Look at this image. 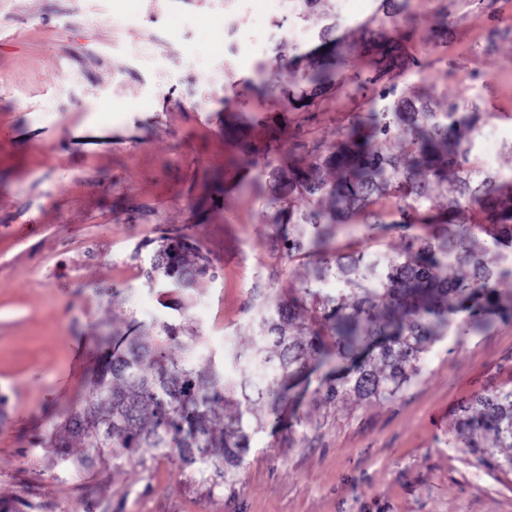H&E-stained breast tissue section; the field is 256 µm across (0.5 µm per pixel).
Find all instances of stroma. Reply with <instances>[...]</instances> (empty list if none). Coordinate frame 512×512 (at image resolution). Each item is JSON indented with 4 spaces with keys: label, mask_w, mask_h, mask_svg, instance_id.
<instances>
[{
    "label": "stroma",
    "mask_w": 512,
    "mask_h": 512,
    "mask_svg": "<svg viewBox=\"0 0 512 512\" xmlns=\"http://www.w3.org/2000/svg\"><path fill=\"white\" fill-rule=\"evenodd\" d=\"M89 10L111 13V24L85 27ZM327 10L299 18L254 0L252 12L226 16L210 0H0V512H512V470L449 445L462 403L512 389V321L436 343L393 398L324 402L311 377L304 399L284 404V426L253 433L226 479L174 453L82 469V448L62 458L44 445L113 330L189 320L201 339L173 357L234 377L232 353L253 335V289L299 295L309 260L273 259L269 177L241 143L275 126L286 165L381 108L361 32L382 0H336V86L315 112L286 111L295 76L278 51L316 47ZM390 33L404 60L381 84L443 106L472 100L478 140L498 143L490 171H512V0H406ZM145 40L155 53H137ZM380 207L383 224L353 219L329 251L394 254L405 234H427L394 227L393 201ZM189 225L218 277L181 313L142 269L159 237Z\"/></svg>",
    "instance_id": "stroma-1"
}]
</instances>
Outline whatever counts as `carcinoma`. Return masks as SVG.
Instances as JSON below:
<instances>
[{
  "mask_svg": "<svg viewBox=\"0 0 512 512\" xmlns=\"http://www.w3.org/2000/svg\"><path fill=\"white\" fill-rule=\"evenodd\" d=\"M369 46L384 66L400 52L381 31ZM301 60L300 54L288 60L302 67L298 83L314 93L336 83V61ZM380 97L387 101L382 109L355 117L341 140L315 149L305 166L281 170L270 145L254 149L275 180L266 200L269 223L278 230L295 227L276 255L313 258L303 286L313 307L266 298L251 346L235 354L242 367L237 379L211 363L196 367L170 356L173 347L196 345L199 331L187 322L142 329L93 378L81 405L57 424L63 435L46 447L67 448L77 438L88 449L81 464L109 455L114 467L175 450L186 465L224 477L242 465L249 449L244 418L262 405L276 414L290 382L311 366L334 373L338 361L350 364L347 375L317 391L323 401L394 396L417 373L421 354L450 329L458 336L480 335L503 311L512 312V291L496 288L502 273L486 260L512 245V175L469 167L477 113L461 112L455 103L438 112L431 98L398 97L391 87ZM313 104L302 90L288 92L289 111ZM435 194L448 199L447 210L425 206ZM383 197L396 200L401 224H435L438 233L408 236L401 253L375 259L361 252L324 253L350 213H363L367 228L377 224L372 207ZM473 211L480 213L484 239L473 233ZM331 273L344 289L322 298L311 282ZM146 277L176 291L174 304L183 308L194 285L217 272L189 224L177 237L159 238ZM230 403L236 411L224 416L217 437L210 415ZM461 444L482 463L512 469L511 456L499 461L494 452L512 447V391L477 395L461 406L457 437L448 447Z\"/></svg>",
  "mask_w": 512,
  "mask_h": 512,
  "instance_id": "carcinoma-1",
  "label": "carcinoma"
}]
</instances>
